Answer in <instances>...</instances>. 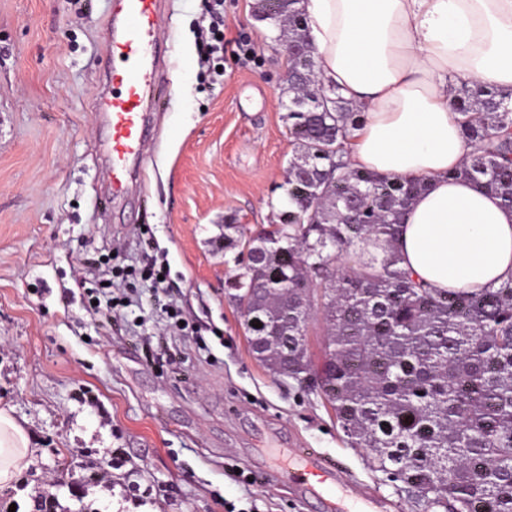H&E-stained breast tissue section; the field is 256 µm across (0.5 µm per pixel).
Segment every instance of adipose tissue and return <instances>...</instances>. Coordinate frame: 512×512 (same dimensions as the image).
<instances>
[{
  "instance_id": "obj_1",
  "label": "adipose tissue",
  "mask_w": 512,
  "mask_h": 512,
  "mask_svg": "<svg viewBox=\"0 0 512 512\" xmlns=\"http://www.w3.org/2000/svg\"><path fill=\"white\" fill-rule=\"evenodd\" d=\"M317 78L357 104L350 165L423 177L394 249L439 290H478L512 277V208L449 178L468 147L453 87L477 79L512 93V0H300ZM23 424L0 408V485L31 455Z\"/></svg>"
}]
</instances>
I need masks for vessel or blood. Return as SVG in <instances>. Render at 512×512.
Instances as JSON below:
<instances>
[{
  "label": "vessel or blood",
  "mask_w": 512,
  "mask_h": 512,
  "mask_svg": "<svg viewBox=\"0 0 512 512\" xmlns=\"http://www.w3.org/2000/svg\"><path fill=\"white\" fill-rule=\"evenodd\" d=\"M164 0H113L104 32V59L112 90L97 109L108 129V191L103 205L124 197L131 167L144 156L149 141L148 112L160 105L164 89L159 74L160 22ZM284 471L289 481L319 494L325 512H375L379 503L340 479L335 461L311 448H292Z\"/></svg>",
  "instance_id": "1"
}]
</instances>
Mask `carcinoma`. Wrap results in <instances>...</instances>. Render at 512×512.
Masks as SVG:
<instances>
[{"label":"carcinoma","mask_w":512,"mask_h":512,"mask_svg":"<svg viewBox=\"0 0 512 512\" xmlns=\"http://www.w3.org/2000/svg\"><path fill=\"white\" fill-rule=\"evenodd\" d=\"M297 2L282 4L275 22L305 44ZM288 70L316 71L315 55L288 59ZM288 95L298 152L287 208L256 235L224 225L226 246L240 248L229 287L258 278L266 289L239 294L253 356L284 376L297 363L320 374L349 445L367 449L369 467L394 474L407 497L444 512H512V278L443 292L399 267L391 244L425 179L350 168L362 112L317 79ZM454 110L470 151L450 177L512 207V99L472 80ZM354 242L375 253L336 268ZM317 312L328 328L319 369L306 344Z\"/></svg>","instance_id":"cac0c4a2"}]
</instances>
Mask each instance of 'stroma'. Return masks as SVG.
<instances>
[{"mask_svg":"<svg viewBox=\"0 0 512 512\" xmlns=\"http://www.w3.org/2000/svg\"><path fill=\"white\" fill-rule=\"evenodd\" d=\"M207 0H167L160 29L172 97L153 116L145 189L111 210L96 104L111 0H0V408L34 453L0 485V512H32L50 490L70 512H317L269 481L288 448L336 459L345 481L424 512L367 453L350 447L311 384L251 354L228 298L235 252L224 227L276 223L286 201V60L259 0H224V77L202 80ZM254 48L238 55L239 40ZM170 269L169 292L200 337L182 336L138 285L108 331L77 281L138 267L144 243ZM180 360L146 362L142 338Z\"/></svg>","mask_w":512,"mask_h":512,"instance_id":"obj_1","label":"stroma"}]
</instances>
